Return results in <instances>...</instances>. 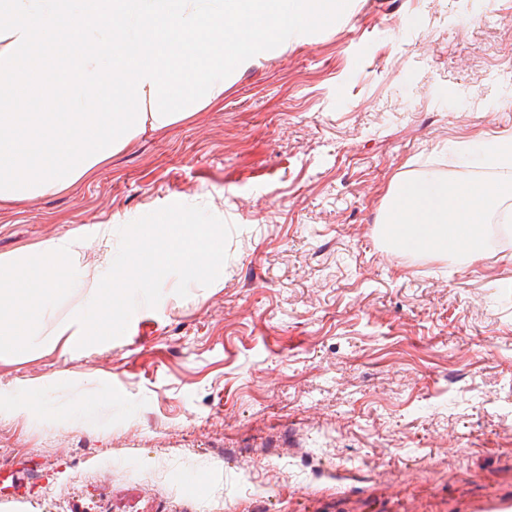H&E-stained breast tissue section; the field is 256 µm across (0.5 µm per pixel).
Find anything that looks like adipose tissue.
Wrapping results in <instances>:
<instances>
[{"label": "adipose tissue", "instance_id": "adipose-tissue-1", "mask_svg": "<svg viewBox=\"0 0 512 512\" xmlns=\"http://www.w3.org/2000/svg\"><path fill=\"white\" fill-rule=\"evenodd\" d=\"M511 193V181L400 179L392 186L385 235L408 251L431 252L452 261L469 259L481 251V223Z\"/></svg>", "mask_w": 512, "mask_h": 512}]
</instances>
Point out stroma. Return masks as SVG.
Masks as SVG:
<instances>
[{
	"label": "stroma",
	"instance_id": "1",
	"mask_svg": "<svg viewBox=\"0 0 512 512\" xmlns=\"http://www.w3.org/2000/svg\"><path fill=\"white\" fill-rule=\"evenodd\" d=\"M512 138V0H351L69 187L0 200V254L179 202L209 286L84 349L0 358V512H470L512 495V226L392 249L396 179L484 180ZM91 405L97 419L71 417Z\"/></svg>",
	"mask_w": 512,
	"mask_h": 512
}]
</instances>
